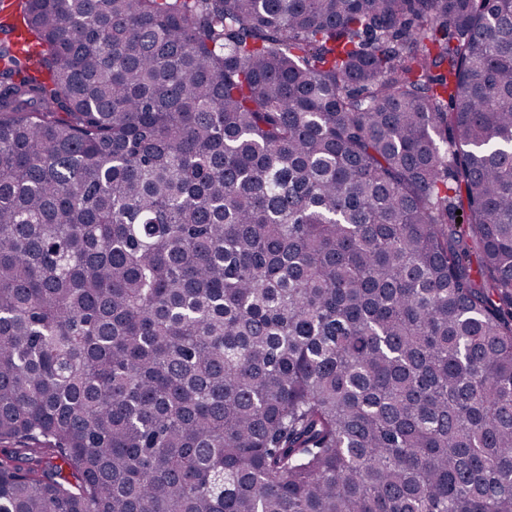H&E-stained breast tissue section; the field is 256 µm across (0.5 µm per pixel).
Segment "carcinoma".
Listing matches in <instances>:
<instances>
[{
	"instance_id": "cac0c4a2",
	"label": "carcinoma",
	"mask_w": 512,
	"mask_h": 512,
	"mask_svg": "<svg viewBox=\"0 0 512 512\" xmlns=\"http://www.w3.org/2000/svg\"><path fill=\"white\" fill-rule=\"evenodd\" d=\"M0 32V512H512V0Z\"/></svg>"
}]
</instances>
